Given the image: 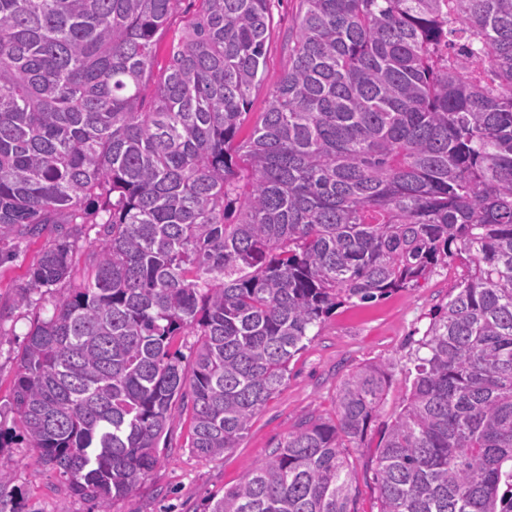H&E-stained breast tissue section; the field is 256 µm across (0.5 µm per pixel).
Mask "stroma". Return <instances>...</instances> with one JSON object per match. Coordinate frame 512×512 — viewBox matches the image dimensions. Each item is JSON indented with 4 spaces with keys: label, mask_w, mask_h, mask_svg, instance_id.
Segmentation results:
<instances>
[{
    "label": "stroma",
    "mask_w": 512,
    "mask_h": 512,
    "mask_svg": "<svg viewBox=\"0 0 512 512\" xmlns=\"http://www.w3.org/2000/svg\"><path fill=\"white\" fill-rule=\"evenodd\" d=\"M298 10L299 0L273 4L265 77L251 92L249 122L258 120L269 91L288 63V40L295 33ZM69 230V225L52 224L38 238L0 241V430L10 435L0 447V468L11 474L7 490L18 512H96L91 502L69 496L62 478L35 463L11 406L25 337L35 319L51 315L67 290L44 293L32 307L18 306L17 296L41 252ZM453 281V271L441 267L417 287L337 308L318 336L290 361L282 391L261 407L237 447L223 456L204 459L192 452L190 414L181 412L160 447L161 465L131 494L116 501L112 512H203L209 500L222 497L265 460L294 431L301 416L335 420L341 382L357 367L379 363L388 370L390 385L363 447L353 453L358 512H378L375 469L380 434L400 409L418 342L434 314L447 303Z\"/></svg>",
    "instance_id": "1"
}]
</instances>
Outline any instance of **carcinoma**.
<instances>
[{"label":"carcinoma","mask_w":512,"mask_h":512,"mask_svg":"<svg viewBox=\"0 0 512 512\" xmlns=\"http://www.w3.org/2000/svg\"><path fill=\"white\" fill-rule=\"evenodd\" d=\"M179 3L0 0V239L103 224L17 362L37 463L112 512L179 409L193 452L224 455L330 313L453 265L378 445V512H512V0H301L241 146L271 0H198L155 76ZM73 251L44 250L18 303ZM387 387L352 372L336 421L301 418L209 512H358L350 449Z\"/></svg>","instance_id":"carcinoma-1"}]
</instances>
